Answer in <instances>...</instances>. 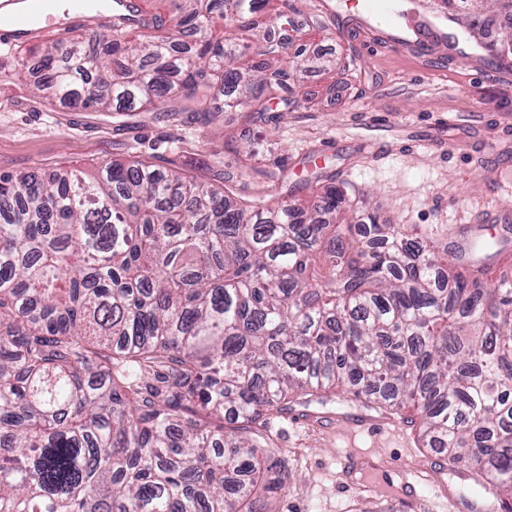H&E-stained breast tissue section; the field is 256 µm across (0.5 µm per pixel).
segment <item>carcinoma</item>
Segmentation results:
<instances>
[{
	"mask_svg": "<svg viewBox=\"0 0 512 512\" xmlns=\"http://www.w3.org/2000/svg\"><path fill=\"white\" fill-rule=\"evenodd\" d=\"M476 2L463 34L498 58L512 0ZM130 8L109 41H51L36 90L257 121L288 111L273 88L349 67L294 46V0ZM231 151L220 186L145 159L0 175V512H274L268 420L333 396L412 406L419 443L512 512V279L480 287L512 225L442 253L450 228L354 224L319 174L309 209L247 194L254 150Z\"/></svg>",
	"mask_w": 512,
	"mask_h": 512,
	"instance_id": "1",
	"label": "carcinoma"
}]
</instances>
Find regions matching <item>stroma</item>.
Instances as JSON below:
<instances>
[{
    "label": "stroma",
    "instance_id": "stroma-1",
    "mask_svg": "<svg viewBox=\"0 0 512 512\" xmlns=\"http://www.w3.org/2000/svg\"><path fill=\"white\" fill-rule=\"evenodd\" d=\"M298 22L313 30V47L352 55L346 72L312 71L289 84L288 111L255 121L225 112L212 123L198 114L141 112L124 124L112 113L55 101L46 109L34 93L39 76L35 47L0 44V174L90 172L115 158H141L204 180L237 167L226 137L256 152L245 180L250 189L288 183L292 200L309 198L315 166L370 194V207L390 224L476 226L512 224V55L496 60L453 38L410 43L393 52L379 45L382 26L367 23L355 0H301ZM333 403L309 422L288 417L268 424L297 478L274 494L275 512H395L361 497L368 473L388 477V463L435 467L429 449L347 440L323 421L352 415ZM359 458L339 467L348 451Z\"/></svg>",
    "mask_w": 512,
    "mask_h": 512
}]
</instances>
